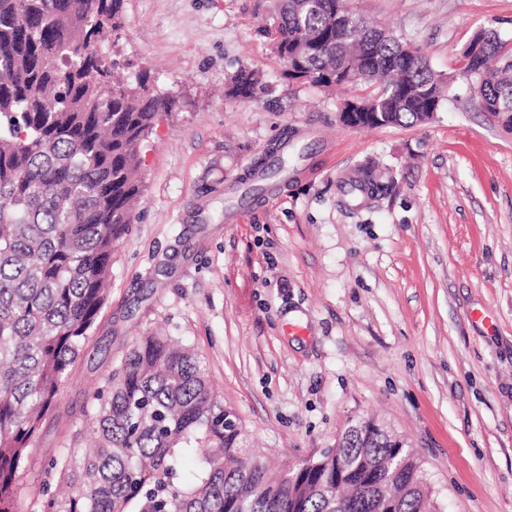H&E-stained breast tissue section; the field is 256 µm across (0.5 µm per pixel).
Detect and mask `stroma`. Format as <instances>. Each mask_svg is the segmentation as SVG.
I'll list each match as a JSON object with an SVG mask.
<instances>
[{
  "label": "stroma",
  "instance_id": "1",
  "mask_svg": "<svg viewBox=\"0 0 512 512\" xmlns=\"http://www.w3.org/2000/svg\"><path fill=\"white\" fill-rule=\"evenodd\" d=\"M451 80L410 127L352 128L342 94L284 75L254 0H125L107 58L176 97L143 141V194L95 328L31 449L41 477L86 392L135 336L191 346L257 454L297 465L372 417L421 461L438 512H512V128L463 52L512 46V0H348ZM266 90L225 94L239 68ZM288 138L287 174L253 175ZM371 171L384 192L342 186Z\"/></svg>",
  "mask_w": 512,
  "mask_h": 512
}]
</instances>
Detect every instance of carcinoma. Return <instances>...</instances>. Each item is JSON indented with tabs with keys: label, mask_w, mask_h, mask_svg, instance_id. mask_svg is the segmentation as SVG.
<instances>
[{
	"label": "carcinoma",
	"mask_w": 512,
	"mask_h": 512,
	"mask_svg": "<svg viewBox=\"0 0 512 512\" xmlns=\"http://www.w3.org/2000/svg\"><path fill=\"white\" fill-rule=\"evenodd\" d=\"M123 13L124 0H0V512H18L19 473L105 303L141 192L140 143L175 106L145 75L113 76L105 44ZM264 32L290 79L329 89L343 85L338 71L358 75L348 86L380 117L360 127L426 122L445 102L446 79L418 49L340 0H274ZM471 44L464 71L484 111L512 122V48L493 31ZM229 86L250 101L262 78L243 67ZM228 416L190 348L137 336L44 462L29 512H428L419 462L373 419L279 471ZM189 457L193 485L179 480ZM377 485L393 508L380 507Z\"/></svg>",
	"instance_id": "obj_1"
}]
</instances>
